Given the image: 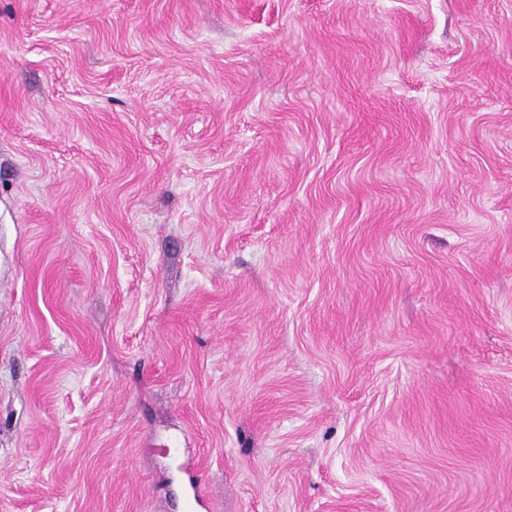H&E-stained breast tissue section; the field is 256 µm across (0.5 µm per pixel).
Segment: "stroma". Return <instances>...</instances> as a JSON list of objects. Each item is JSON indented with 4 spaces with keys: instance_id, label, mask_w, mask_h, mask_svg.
<instances>
[{
    "instance_id": "obj_1",
    "label": "stroma",
    "mask_w": 512,
    "mask_h": 512,
    "mask_svg": "<svg viewBox=\"0 0 512 512\" xmlns=\"http://www.w3.org/2000/svg\"><path fill=\"white\" fill-rule=\"evenodd\" d=\"M0 512H512V0H0Z\"/></svg>"
}]
</instances>
